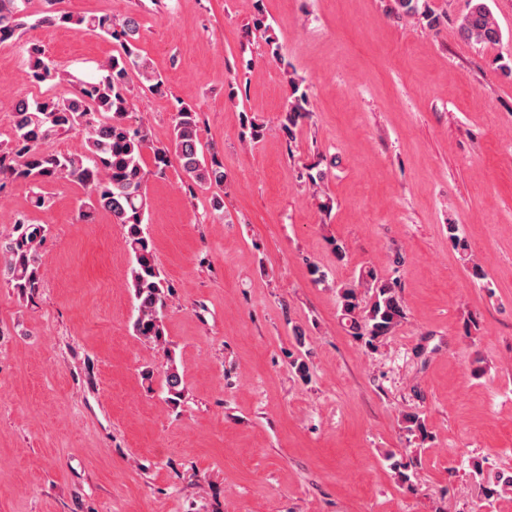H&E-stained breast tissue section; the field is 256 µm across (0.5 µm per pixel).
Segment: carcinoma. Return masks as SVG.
Masks as SVG:
<instances>
[{
  "label": "carcinoma",
  "mask_w": 512,
  "mask_h": 512,
  "mask_svg": "<svg viewBox=\"0 0 512 512\" xmlns=\"http://www.w3.org/2000/svg\"><path fill=\"white\" fill-rule=\"evenodd\" d=\"M26 2L0 0V42L14 38L27 26ZM45 2L48 9L36 25L97 30L118 40L120 50L102 66L103 74L80 81L72 96L32 102L22 99L15 103L13 138L5 146L0 144V175L33 185L36 191L32 204L36 208L45 205V197L37 191L42 183L59 179L76 182L86 192L81 205L83 219L91 220L96 212L104 210L112 215L114 223L126 229L134 256L129 278L137 302L133 328L138 335L159 341L164 336L168 293L165 279L155 263L152 242L143 229L148 176L143 167V152L149 142V132L143 124L130 122L129 77L133 73L141 76L152 93L162 92L165 82L150 70L139 53L137 19L127 17L116 25L110 15L85 16L55 8L61 0ZM251 2L253 28L265 33L268 54L281 59L278 40L269 34L270 25L266 23L262 0ZM392 12L399 18L418 16L430 28L439 24V17L420 0H393ZM459 30L463 37L478 44H495L501 39L500 28L486 0H473ZM27 62L35 84L51 83L60 78V72L40 44L29 45ZM286 76L290 94L280 128L288 138L294 139L309 117V96L291 73ZM199 124V113L192 106L176 101L170 144L155 149L153 156L154 168L160 174L169 166L170 156H175L187 176L184 187L191 194L224 185V164L217 152L202 145ZM80 128L87 131L84 151L62 155L42 149L45 142ZM45 236L44 225L20 221L9 237L0 239V273L8 277L22 297L33 296L41 287L40 246ZM336 303L350 334L369 348L395 331L405 319L396 284L371 267L360 271L357 282L336 286ZM165 385L170 401L177 402L182 396L180 375L167 371ZM401 423L408 435L426 438V424L420 414L405 413ZM386 460L401 484L410 483L414 461L405 462L393 452L386 454ZM473 477L487 500L512 491V474L500 472L489 480L476 463Z\"/></svg>",
  "instance_id": "1"
}]
</instances>
